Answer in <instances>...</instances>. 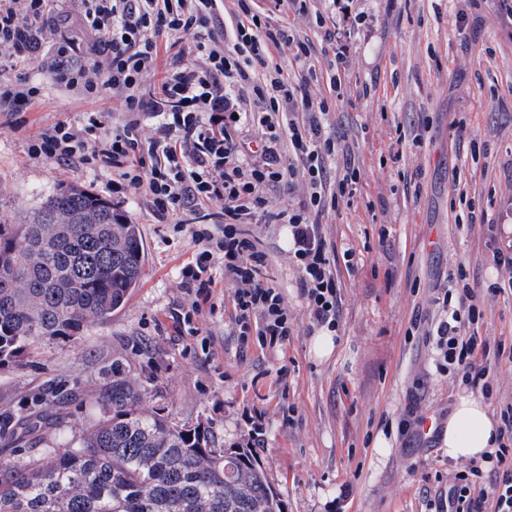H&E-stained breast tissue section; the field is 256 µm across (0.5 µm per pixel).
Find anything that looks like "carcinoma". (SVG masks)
<instances>
[{
    "instance_id": "carcinoma-1",
    "label": "carcinoma",
    "mask_w": 512,
    "mask_h": 512,
    "mask_svg": "<svg viewBox=\"0 0 512 512\" xmlns=\"http://www.w3.org/2000/svg\"><path fill=\"white\" fill-rule=\"evenodd\" d=\"M0 368L20 365L32 347L73 337L121 308L145 266L141 225L112 203L59 186L28 211H0ZM156 389L112 363L92 406L93 423L54 450L67 426L51 407L0 418L15 442L44 452L0 463V512H283L251 448H226L209 422L179 423L144 403Z\"/></svg>"
}]
</instances>
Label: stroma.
Wrapping results in <instances>:
<instances>
[{"instance_id": "35a3bbf8", "label": "stroma", "mask_w": 512, "mask_h": 512, "mask_svg": "<svg viewBox=\"0 0 512 512\" xmlns=\"http://www.w3.org/2000/svg\"><path fill=\"white\" fill-rule=\"evenodd\" d=\"M295 15L314 43V90L331 97L333 51L317 19L325 0ZM369 23L355 38L341 80L348 88L332 120L361 164L363 198L325 218L338 249L353 248L355 271L338 265L342 317L333 353L318 358L308 331L297 273L281 225H247L270 255L268 274L294 319L283 348L250 346L239 359L230 288L216 309L171 333L168 314L186 305L181 269L196 247L188 231L155 223L144 196L124 210L143 228L146 262L123 308L81 336L44 345L17 368L0 369V414L38 399L104 387L115 359L153 377L160 394L149 408L179 420H211L225 446L247 437L252 409L265 411L257 458L279 493L283 512H427L448 491L449 461L440 441L421 451L422 416L447 420L463 396L481 397L461 372H439L426 333L440 316L437 297L466 274L481 316L464 333L488 347H512V275L493 260L512 254V23L488 0H353ZM53 55L41 51L30 77L44 96L0 127V207L27 210L56 187L76 185L111 198L110 178L76 166L33 159L28 146L59 120L78 119L92 103L52 80ZM370 95L358 96L359 87ZM422 138L413 141V130ZM474 212L489 222L471 221ZM70 403L72 432L88 423L87 406ZM293 423L282 426L286 406Z\"/></svg>"}]
</instances>
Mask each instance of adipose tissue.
<instances>
[{
    "mask_svg": "<svg viewBox=\"0 0 512 512\" xmlns=\"http://www.w3.org/2000/svg\"><path fill=\"white\" fill-rule=\"evenodd\" d=\"M496 423L480 399H458L443 431V446L449 459L486 460L494 448Z\"/></svg>",
    "mask_w": 512,
    "mask_h": 512,
    "instance_id": "1",
    "label": "adipose tissue"
}]
</instances>
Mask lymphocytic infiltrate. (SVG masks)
<instances>
[{
  "label": "lymphocytic infiltrate",
  "mask_w": 512,
  "mask_h": 512,
  "mask_svg": "<svg viewBox=\"0 0 512 512\" xmlns=\"http://www.w3.org/2000/svg\"><path fill=\"white\" fill-rule=\"evenodd\" d=\"M324 38L334 45L333 89L358 28L350 0H329ZM223 0H0V111L13 116L42 97L40 83L9 79L8 71L34 65L42 48L53 49L56 85L91 100L118 97L124 112L112 125L102 111L60 120L31 142L32 158L76 163L112 175L118 200L148 194L158 223L187 217L197 246L181 270L191 295L171 313L182 334L194 317L213 307L220 282L231 286L233 334L241 350L250 345L285 346L293 334L288 306L267 276L268 253L248 237L245 224L261 216L288 232V257L306 303L309 329L336 331L341 318L337 262L354 269V249L338 251L323 221L360 195V163L343 146L330 121L331 104L312 95L314 44L289 17L263 23L253 0H235L232 44L224 42ZM78 15L93 37L90 55L79 56L56 25ZM172 56L161 91H153L159 45ZM295 64L296 80L270 67L273 52ZM304 179L302 201L277 202L276 188L292 194ZM221 232L224 272L215 275L207 249ZM475 293L462 286L444 294L447 316L430 334L438 370L460 367L467 384L489 392L492 368L478 359L477 337L464 336L475 321ZM496 467L459 471L448 486L447 507L435 512H512V405L500 412Z\"/></svg>",
  "instance_id": "1"
}]
</instances>
